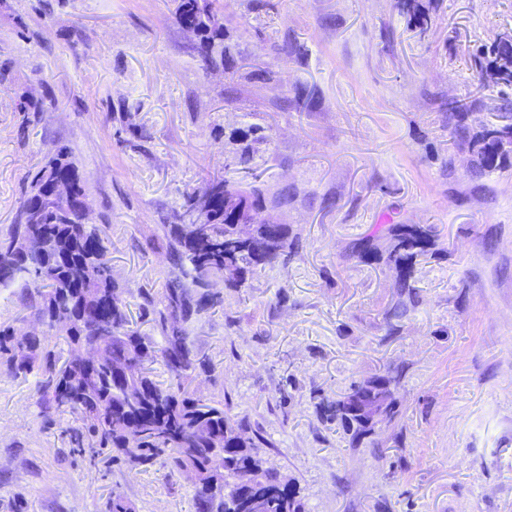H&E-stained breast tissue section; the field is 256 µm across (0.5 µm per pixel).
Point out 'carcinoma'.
Here are the masks:
<instances>
[{
    "mask_svg": "<svg viewBox=\"0 0 512 512\" xmlns=\"http://www.w3.org/2000/svg\"><path fill=\"white\" fill-rule=\"evenodd\" d=\"M200 40L213 47L201 56L209 68L224 65L222 34L210 27ZM495 51H478L475 78L512 88L495 71ZM477 100L448 101L451 145L474 158L472 175L481 178L502 170L512 153L498 144L512 143V121L500 125L470 120ZM248 148L231 157L244 176L235 184L212 182L211 189L229 195L259 212L267 197L260 177L251 172ZM71 175L74 202L67 205L45 195L38 208L30 198L20 205L21 221L0 236V288L18 289L21 309L44 325L39 336L15 335L14 327L0 325V370L16 378L36 371L38 405L50 417L68 414L79 423L68 427L72 451L95 462L104 456L131 468L160 464L167 475H195L196 512H224V493L244 484L262 498L261 512H304L292 478L267 465L257 435L229 414L228 404L206 400L190 388L196 374L212 370L211 358L199 351L189 326L218 304L207 285L224 279L238 291L257 269L294 256L298 241L286 224H260L259 238H241L224 214L212 224H164L163 237H151V249L162 248L176 269L162 291L142 295L153 331L132 327L128 304L115 278L105 231L88 222L76 205L84 198L82 178L68 154L56 150L31 179L30 190L40 189L56 172ZM24 238L42 242L43 256H27L19 246ZM436 250L430 225L383 224L352 248L360 262L384 264L396 272L398 299L390 312L389 332L418 303L415 285L417 258ZM64 346H58V341ZM164 367L167 380L157 381L152 365ZM381 390L374 402L383 416L394 418L395 379L373 378ZM353 392L323 405L359 443L375 425L351 412ZM102 512H134L119 487L112 488Z\"/></svg>",
    "mask_w": 512,
    "mask_h": 512,
    "instance_id": "1",
    "label": "carcinoma"
}]
</instances>
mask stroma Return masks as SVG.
Here are the masks:
<instances>
[{
  "mask_svg": "<svg viewBox=\"0 0 512 512\" xmlns=\"http://www.w3.org/2000/svg\"><path fill=\"white\" fill-rule=\"evenodd\" d=\"M179 0H0V235L34 173L63 147L88 220L109 237L133 324L164 287L186 195L235 182L240 132L296 256L266 266L194 322L213 364L197 394L227 399L294 478L305 512H512V167L473 178L446 104L478 86L473 55L512 33V0H216L226 58L207 68ZM381 224H430L419 303L397 334L396 274L351 255ZM396 377L398 414L361 443L319 404ZM36 376L0 372V512H98L120 486L135 512H194L161 466L91 465L68 415L47 420Z\"/></svg>",
  "mask_w": 512,
  "mask_h": 512,
  "instance_id": "35a3bbf8",
  "label": "stroma"
}]
</instances>
